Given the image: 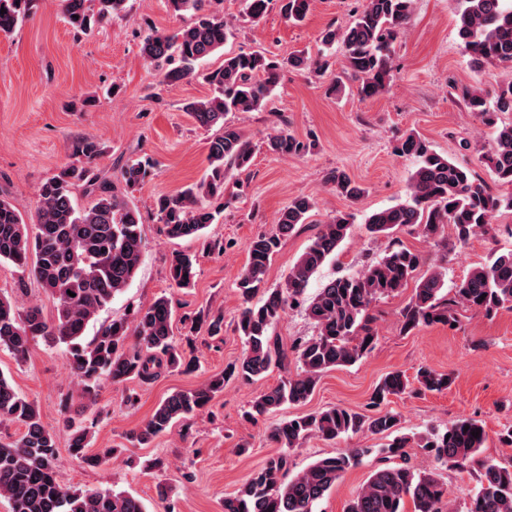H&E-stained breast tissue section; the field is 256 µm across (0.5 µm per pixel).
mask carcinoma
Wrapping results in <instances>:
<instances>
[{
	"label": "carcinoma",
	"mask_w": 512,
	"mask_h": 512,
	"mask_svg": "<svg viewBox=\"0 0 512 512\" xmlns=\"http://www.w3.org/2000/svg\"><path fill=\"white\" fill-rule=\"evenodd\" d=\"M96 2L93 10L88 2ZM33 0H0V33L9 34L30 16ZM127 0H61L68 24L84 34L96 23L126 9ZM208 0H165L179 15L189 13L192 21L168 35L152 32L143 38V57L159 68L160 82L178 84L199 76L211 95L184 104L195 124L213 131L208 141V166L200 181L154 202L157 222L164 235L173 239H201L205 229L224 212L229 172L245 171L253 162V146L238 127L228 123L230 112L264 109L279 79L283 63L263 51L224 54L220 65L199 71V65L224 49L232 36L224 17L207 9ZM312 0H281L282 16L301 22ZM458 35L464 43L471 67H512V8L504 0H455ZM270 0H245L252 21L267 13ZM413 0H362L351 25L340 30L328 25L321 33V48L314 58L304 54L288 57L286 64L324 73L341 49L344 71L357 82L361 100L381 94L393 77L392 54L412 15ZM462 98L483 124L493 129L492 143L481 155V163L499 185L512 186V124L497 125V113L512 112V80L499 85L495 106L478 90L464 89ZM278 155H298L307 145L280 131L267 140ZM412 155L417 167L407 185V200L373 212L367 229L374 235L391 236L410 228L431 240L445 225H453L459 245L487 230L494 212L512 209V195H496L489 183L470 167L432 149L418 133L409 132L397 147ZM101 154L97 141L82 137L74 141L72 155L78 163H67L39 188L34 214L26 219L14 206L0 199V265H8L19 280L28 277L55 300L56 314L48 319L32 304L19 309L0 294V348L21 362L33 342L42 340L65 347L67 367L76 380L86 406L95 405L100 388L123 385L131 380L147 382L164 369H194V360L175 342L173 312L166 297L138 308L132 318H114L91 340L86 330L98 313L122 292L134 277L143 254V218L136 205L120 194L111 178L102 175L96 160ZM149 164L140 160L124 164L120 182L134 191L148 174ZM336 193L358 200L365 189L346 172L330 174ZM83 187L93 202L81 209L74 190ZM314 202L307 196L293 198L282 209L275 228L253 237L247 244V263L237 282L243 308L234 333L243 341V357L210 376L199 387L178 391L161 401L150 417L134 427L130 441L146 446L182 419L205 409L231 380L255 381L273 368L284 371L277 386L249 403L248 420L256 422L273 415L282 405L299 404L315 391L322 375L340 366L360 361L375 346L377 332L370 309L373 303L399 294L414 279L421 266L419 253L393 246L355 276L339 277L325 284L315 296L305 297L310 279L337 250L348 235L352 215L338 212L319 225L310 244L288 271L282 288H268L267 275L282 240L300 224L308 223ZM197 255L175 251L168 261L172 286L189 288L196 275ZM443 267H431L402 308V328L410 332L432 324L457 322L462 308L486 317L512 308V252L492 256L491 262L470 270L448 295L442 294ZM75 296H69V293ZM305 303L317 335L296 340L285 348L275 326L292 304ZM190 333L203 331L217 338L224 331V316L191 319ZM295 363L296 373L288 370ZM420 388L442 392L452 378L426 366L415 374ZM410 387L405 373H387L375 386L368 412L331 406L312 414L297 415L273 423L269 438L282 451L254 470L238 490L224 497L222 512H314L316 504L336 485L343 473L358 464L363 452L319 458L306 469L289 475L290 452L311 436L333 440L342 435L369 432L392 433L398 426L397 413L387 409L392 396ZM15 424L20 436L0 437V499L11 512H146L142 499L112 488L81 490L62 484L57 477L56 434L48 429L36 405L21 396L10 380L0 374V425ZM469 430H464V427ZM68 449L72 457L90 468L106 469L119 452L90 448V427L85 421L65 420ZM479 435L472 436V431ZM487 434L480 421L461 418L444 433L421 439L420 448L435 463L422 471L406 458V437H396L382 449L390 464L373 471L348 505L347 512H456L448 499V488L438 478L439 470H479L478 489L466 512H512V463L503 464L479 457Z\"/></svg>",
	"instance_id": "obj_1"
}]
</instances>
